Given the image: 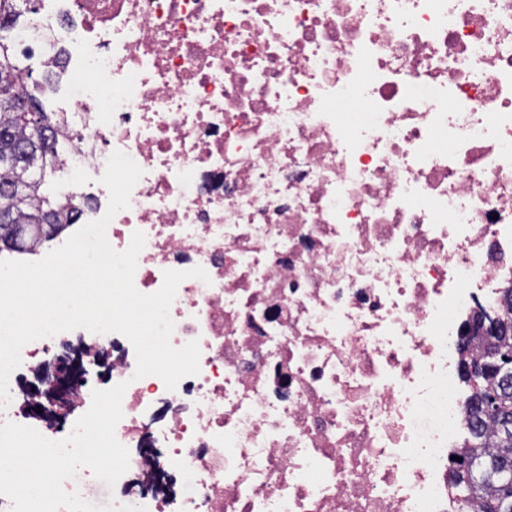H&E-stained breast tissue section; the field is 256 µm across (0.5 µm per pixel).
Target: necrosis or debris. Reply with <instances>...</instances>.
Masks as SVG:
<instances>
[{"label": "necrosis or debris", "instance_id": "obj_1", "mask_svg": "<svg viewBox=\"0 0 512 512\" xmlns=\"http://www.w3.org/2000/svg\"><path fill=\"white\" fill-rule=\"evenodd\" d=\"M14 36L63 59L81 210L114 151L143 171L106 236L200 344L176 390L121 334L26 344L0 424L67 437L14 393L70 345L127 382L109 503L147 512H473L448 489L477 313L512 287V0H39Z\"/></svg>", "mask_w": 512, "mask_h": 512}]
</instances>
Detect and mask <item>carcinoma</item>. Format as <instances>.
I'll list each match as a JSON object with an SVG mask.
<instances>
[{
  "instance_id": "obj_1",
  "label": "carcinoma",
  "mask_w": 512,
  "mask_h": 512,
  "mask_svg": "<svg viewBox=\"0 0 512 512\" xmlns=\"http://www.w3.org/2000/svg\"><path fill=\"white\" fill-rule=\"evenodd\" d=\"M29 5L30 0H0V86L10 89L14 98L32 103L50 129L51 139L42 152L41 171L24 164L16 156V147L30 140L33 129L25 113L13 111L11 99L0 100V219L37 224L42 214L50 213L57 234L74 214L70 199L55 197L49 187V178L59 166L57 131L37 96L44 87L28 83L29 75L20 66L10 39L19 18L31 11ZM495 341L497 356L484 353L476 358L473 371L463 375L473 391L469 403L473 424L456 453L461 461H453L457 470L452 487L466 488L478 512H512V334L497 336Z\"/></svg>"
}]
</instances>
